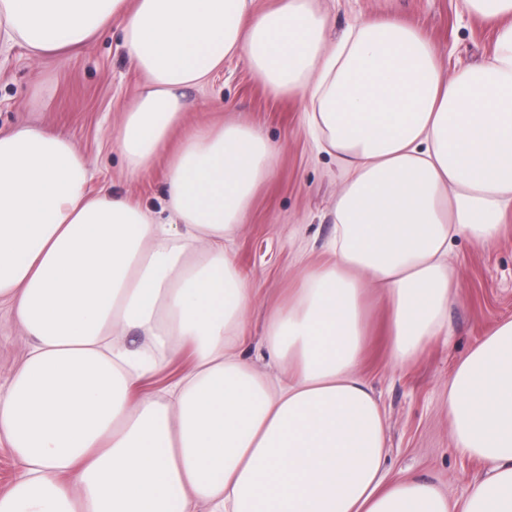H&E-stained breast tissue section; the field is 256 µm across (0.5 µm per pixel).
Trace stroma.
Wrapping results in <instances>:
<instances>
[{
	"label": "stroma",
	"instance_id": "stroma-1",
	"mask_svg": "<svg viewBox=\"0 0 512 512\" xmlns=\"http://www.w3.org/2000/svg\"><path fill=\"white\" fill-rule=\"evenodd\" d=\"M318 5L328 18L331 38L361 20L395 19L428 38L440 64L449 69L481 64L494 49L493 30L463 13L459 0H318ZM144 81L128 62L118 19L79 47L38 60L15 46L0 54V133L32 123L70 137L88 162L90 190L111 185L159 215L165 207L168 162L186 131L227 122L259 129L277 148L272 172L257 186L244 224L226 247L255 290L244 356L260 370L277 375L263 348L265 319L287 303L306 266L327 261L326 244L336 233L329 211L342 171L333 157L314 146L303 122L309 107L305 96H272L240 55L225 61L206 82L185 89L183 128L173 133L165 155L148 173L129 177L112 137ZM448 262L458 278L448 305L447 335L428 342L414 362L394 364L385 306L379 292H368L360 371L386 419L392 475L434 482L458 499L483 477L486 466L454 447L448 380L491 325L512 319V214L493 245L479 246L463 237L453 240ZM26 349L8 309L1 308V386Z\"/></svg>",
	"mask_w": 512,
	"mask_h": 512
}]
</instances>
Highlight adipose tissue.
I'll use <instances>...</instances> for the list:
<instances>
[{"instance_id": "1", "label": "adipose tissue", "mask_w": 512, "mask_h": 512, "mask_svg": "<svg viewBox=\"0 0 512 512\" xmlns=\"http://www.w3.org/2000/svg\"><path fill=\"white\" fill-rule=\"evenodd\" d=\"M495 28L477 66L445 70L396 20L338 41L314 0H0V48L30 58L119 17L146 77L112 147L147 173L185 120V88L245 54L274 96L302 93L317 146L345 177L329 262L270 313L271 386L237 351L254 290L224 249L274 146L228 123L187 135L166 174L167 219L104 186L66 135L0 133V304L27 353L0 388V444L21 475L0 512H512V320L448 381L457 449L485 476L462 499L390 476L387 427L359 371L367 289H382L390 352L407 364L444 335L448 248L495 243L512 211V0H462ZM129 330L147 336L130 349ZM192 368L163 402L131 390L162 355Z\"/></svg>"}]
</instances>
